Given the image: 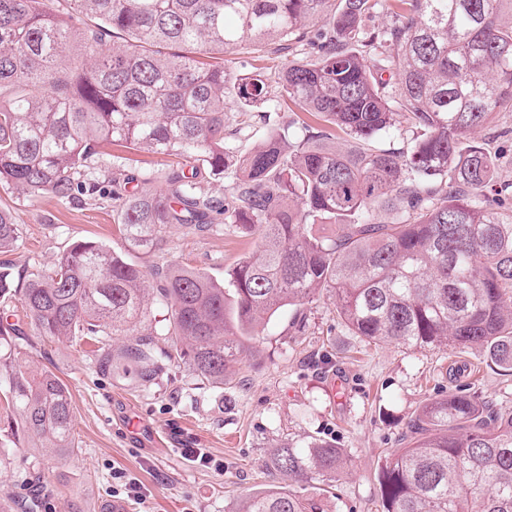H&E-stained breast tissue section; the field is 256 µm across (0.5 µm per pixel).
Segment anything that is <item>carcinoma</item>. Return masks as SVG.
<instances>
[{"label":"carcinoma","mask_w":512,"mask_h":512,"mask_svg":"<svg viewBox=\"0 0 512 512\" xmlns=\"http://www.w3.org/2000/svg\"><path fill=\"white\" fill-rule=\"evenodd\" d=\"M512 0H0V184L30 198L109 195L125 240L153 248L179 224L259 234L224 281L187 267L149 269L105 245L72 242L37 273L0 264V341L127 336L120 361L153 376L148 293L164 308L178 358L198 377L252 351L257 329L323 290L368 342L475 350L512 372V192L496 186L500 155L474 132L512 112ZM389 13L382 26L371 23ZM285 53L281 67L263 61ZM250 55L230 82L222 57ZM290 120L249 152L235 134L249 112ZM236 106V113L228 105ZM402 112L406 147L370 143ZM104 145L164 157L154 192L131 191ZM232 177L227 194L207 188ZM394 210L393 224L376 221ZM337 226L333 236L314 229ZM20 234L0 206V253ZM21 432L53 453L75 448L73 400L51 371L4 361ZM405 447L379 473L383 512H512V416L491 417L458 391L425 404ZM343 450L276 449L272 466L300 482L336 481ZM235 512H325L278 486Z\"/></svg>","instance_id":"obj_1"}]
</instances>
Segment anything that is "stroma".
<instances>
[{
	"mask_svg": "<svg viewBox=\"0 0 512 512\" xmlns=\"http://www.w3.org/2000/svg\"><path fill=\"white\" fill-rule=\"evenodd\" d=\"M475 137L501 150L498 183H512V112H498ZM124 157L135 190L163 160L122 148L106 150L103 166ZM0 204L21 227L15 247L0 254L14 269L49 268L74 240L98 241L143 267L184 266L223 279L250 255L254 237L223 232L187 233L165 227L157 246L145 249L121 238L112 201L63 203L33 200L0 185ZM153 347L161 360L151 382L126 365L99 372L93 347L49 342L34 332L0 345V355L20 352L26 366L46 368L68 387L74 402L76 447L64 456L42 452L38 440L0 431V504L34 502L33 512H234L247 494L276 485L293 491V477L275 473L270 459L290 443L324 441L342 448L348 467L322 497L326 512H382L378 473L403 447L408 422L424 404L459 390L474 395L494 415H512V373L475 351L372 345L347 329L333 292L322 291L297 325L287 310L261 328L251 353L227 370L220 385L197 377L171 359L159 305L151 307ZM185 448H204L223 459L217 472L190 465ZM136 479L139 495L124 493Z\"/></svg>",
	"mask_w": 512,
	"mask_h": 512,
	"instance_id": "35a3bbf8",
	"label": "stroma"
}]
</instances>
